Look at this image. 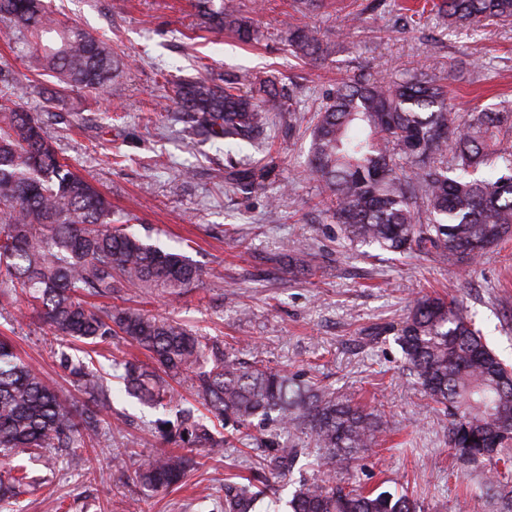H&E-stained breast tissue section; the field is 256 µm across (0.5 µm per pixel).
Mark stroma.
<instances>
[{"instance_id": "stroma-1", "label": "stroma", "mask_w": 512, "mask_h": 512, "mask_svg": "<svg viewBox=\"0 0 512 512\" xmlns=\"http://www.w3.org/2000/svg\"><path fill=\"white\" fill-rule=\"evenodd\" d=\"M224 2L253 22L254 40L205 30L196 0H51L59 19L111 48L118 69L101 90L60 88L30 69L21 40L0 20V96L39 114L59 156L96 182L132 231L161 246H187L204 272L202 285L179 299L117 288L113 304L183 320L243 361H264L365 405L378 415L383 441L348 467L363 490L407 493L421 512H507L501 486L512 484V466L449 448L447 412L403 372L396 336L416 299L438 295L467 308L512 366V239L473 264L349 243L306 169L307 128L342 81L438 73L453 63L448 95L460 111L512 101V25L452 29L434 11L410 16L401 0H326L305 15L291 0ZM358 11L363 24L349 26L347 16ZM292 25L320 29L335 50L315 63L295 54ZM246 75L275 80L295 111L276 117L259 149L230 152L223 141L191 138L189 114L169 101L172 82ZM266 158L274 170L264 185L245 195L229 183L230 163ZM1 333L63 397L84 403L59 361L64 350L81 356L82 345L52 335L21 300L0 311ZM110 386L111 429L77 463L63 458L49 468L38 455H18L30 484L0 500V512H222L225 478L245 470L256 448L220 456L193 449L196 466L179 487L142 489L137 467L176 448L157 421L175 420L178 408L199 401L179 380L175 405L158 409L128 397L118 381ZM319 457L308 448L290 476H267L257 512H286L300 481L323 479Z\"/></svg>"}]
</instances>
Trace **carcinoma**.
I'll return each mask as SVG.
<instances>
[{
    "instance_id": "carcinoma-1",
    "label": "carcinoma",
    "mask_w": 512,
    "mask_h": 512,
    "mask_svg": "<svg viewBox=\"0 0 512 512\" xmlns=\"http://www.w3.org/2000/svg\"><path fill=\"white\" fill-rule=\"evenodd\" d=\"M202 24L235 29L249 42L251 24L224 3L197 0ZM450 27L484 28L512 21V0H441ZM0 18L26 37L35 71L69 86L101 89L117 62L111 49L74 23L61 21L44 0H0ZM291 47L309 57L331 51L314 29L290 30ZM448 73L412 74L401 81L363 76L336 87L311 130L308 172L332 199L330 217L351 242L395 254L420 251L441 260L475 262L512 235V103L461 113L448 99ZM172 104L195 116L193 134L228 145L260 143L274 112L294 111L277 84L259 79L244 90L213 79L177 82ZM494 180L478 179L483 167ZM236 189L264 184L271 165L230 164ZM202 284V271L178 250L151 244L115 224L112 205L91 180L60 159L40 121L10 97H0V308L24 296L55 335L97 346L118 337L157 365L123 356L129 394L152 407L171 402L168 378L189 380L214 420L191 408L158 431L212 455L233 442L257 439L265 449L251 478L291 473L304 449L288 445L297 429L336 468L378 447L376 415L351 399L306 383L281 369L246 365L224 346L173 319L141 309L93 310L85 298H112L115 288L161 291L179 298ZM404 363L426 395L448 410V446L472 460L512 461V372L490 348L473 317L441 297L416 300L398 330ZM63 365L87 396L78 408L0 338V489L27 485L15 455L39 451L51 465L79 457L87 438L111 425V389L100 370L63 352ZM232 424L226 436L217 425ZM261 433L256 437L253 431ZM193 458L168 452L138 466L136 481L153 491L183 481ZM261 492L252 481L224 480V512H253ZM290 512H419L405 495L359 491L341 482L301 483Z\"/></svg>"
}]
</instances>
